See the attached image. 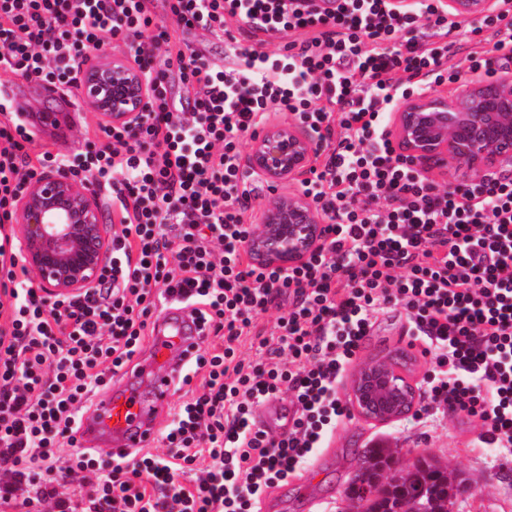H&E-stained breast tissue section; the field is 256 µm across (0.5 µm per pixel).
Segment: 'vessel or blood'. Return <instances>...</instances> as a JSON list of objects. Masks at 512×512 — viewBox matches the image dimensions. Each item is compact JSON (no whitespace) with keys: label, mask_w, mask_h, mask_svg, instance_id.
<instances>
[{"label":"vessel or blood","mask_w":512,"mask_h":512,"mask_svg":"<svg viewBox=\"0 0 512 512\" xmlns=\"http://www.w3.org/2000/svg\"><path fill=\"white\" fill-rule=\"evenodd\" d=\"M11 107L27 117L35 131L50 130L60 137L76 110L73 100H65L47 120L32 111L26 96L17 93L12 96ZM206 336L198 313L182 298L170 297L160 303L148 342L82 411L81 448L118 457L155 446L181 375ZM291 414L287 401L277 398L266 401L255 420L271 435L280 436L287 433Z\"/></svg>","instance_id":"1"}]
</instances>
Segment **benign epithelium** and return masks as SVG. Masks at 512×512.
Masks as SVG:
<instances>
[{"label": "benign epithelium", "instance_id": "obj_1", "mask_svg": "<svg viewBox=\"0 0 512 512\" xmlns=\"http://www.w3.org/2000/svg\"><path fill=\"white\" fill-rule=\"evenodd\" d=\"M498 0H445L448 12L459 18L485 17L497 12ZM85 102L118 124L140 121L150 89L138 65L100 53L80 74ZM395 131L401 150L417 161L439 160L467 176L484 178L512 166V70L491 83L471 81L455 100L422 92L409 97L397 112ZM317 150L315 137L300 125H272L251 141L246 166L267 182L278 185L302 181ZM16 223L27 234L67 237V229L86 225L94 230L91 250L78 253L66 265L53 250L31 254L29 264L49 294L79 292L93 282L107 255V230L95 194L62 170L36 176L16 199ZM324 217L302 192L280 195L266 205L258 220L255 246L270 261L299 263L321 243ZM376 380L372 389L398 391L400 375L378 376L373 369L363 380Z\"/></svg>", "mask_w": 512, "mask_h": 512}]
</instances>
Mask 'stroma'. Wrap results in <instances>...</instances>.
I'll return each mask as SVG.
<instances>
[{"instance_id":"35a3bbf8","label":"stroma","mask_w":512,"mask_h":512,"mask_svg":"<svg viewBox=\"0 0 512 512\" xmlns=\"http://www.w3.org/2000/svg\"><path fill=\"white\" fill-rule=\"evenodd\" d=\"M405 315L380 316L358 354L359 360L381 355L394 347L408 348L412 363L403 375L423 399L424 377L430 356L421 345L411 344ZM484 428L475 418L439 408L424 413L411 410L388 421L371 422L350 411L338 422L332 445L309 459L287 485L277 488L262 504V512H351L345 496L349 479L360 465L366 448L380 445L394 449L397 466L405 467L422 455H430L449 469L463 472L467 490L455 500L453 512H512V455L481 443Z\"/></svg>"}]
</instances>
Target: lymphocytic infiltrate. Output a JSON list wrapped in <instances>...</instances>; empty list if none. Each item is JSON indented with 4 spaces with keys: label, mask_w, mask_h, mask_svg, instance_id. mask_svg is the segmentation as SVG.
<instances>
[{
    "label": "lymphocytic infiltrate",
    "mask_w": 512,
    "mask_h": 512,
    "mask_svg": "<svg viewBox=\"0 0 512 512\" xmlns=\"http://www.w3.org/2000/svg\"><path fill=\"white\" fill-rule=\"evenodd\" d=\"M184 28L222 36L224 67L173 41L153 0H0V70L74 86L93 52L123 42L151 93L136 128L105 122L72 157L35 145L0 93V499L47 512H256L347 414L337 395L379 316L403 311L433 356L430 403L478 418L512 454V178L443 188L387 132L423 85L512 63V9L483 19L458 56L443 0H165ZM252 38L242 45L240 35ZM283 39L280 53L263 52ZM164 48L194 91L176 103L154 66ZM290 117L319 140L304 194L327 218L303 262H259L249 220L264 189L242 142ZM64 170L118 201L96 282L45 296L17 245L16 198ZM187 295L210 342L184 377L162 452L78 451L88 393L150 334L158 302ZM277 311V335L258 322ZM288 398L280 438L254 416ZM195 473L192 486L181 474ZM88 477L79 500L63 493Z\"/></svg>",
    "instance_id": "lymphocytic-infiltrate-1"
}]
</instances>
